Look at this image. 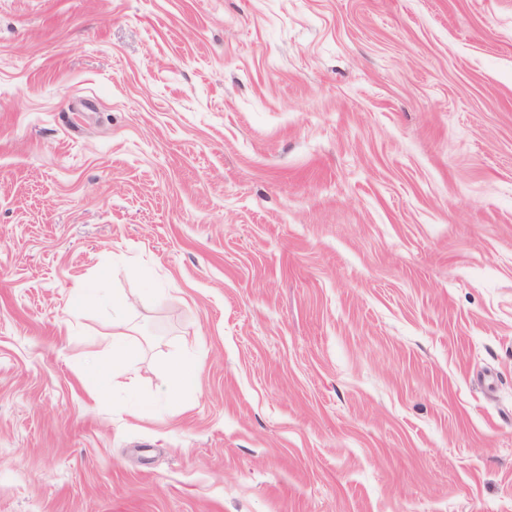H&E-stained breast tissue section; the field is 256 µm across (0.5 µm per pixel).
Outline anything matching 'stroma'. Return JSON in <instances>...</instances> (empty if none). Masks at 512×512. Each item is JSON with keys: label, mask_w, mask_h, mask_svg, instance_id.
I'll return each instance as SVG.
<instances>
[{"label": "stroma", "mask_w": 512, "mask_h": 512, "mask_svg": "<svg viewBox=\"0 0 512 512\" xmlns=\"http://www.w3.org/2000/svg\"><path fill=\"white\" fill-rule=\"evenodd\" d=\"M0 512H512V0H0ZM133 338L124 332L114 333L112 336V364L110 362L101 363L97 359H92L91 367L95 375L96 387L99 389L98 396L104 394L112 383L120 377H129V382L133 380L130 377L132 370L124 361L126 352L132 347ZM199 370L197 362L182 359L170 366L169 384L166 388L167 394L174 396L185 388L193 385Z\"/></svg>", "instance_id": "obj_1"}]
</instances>
